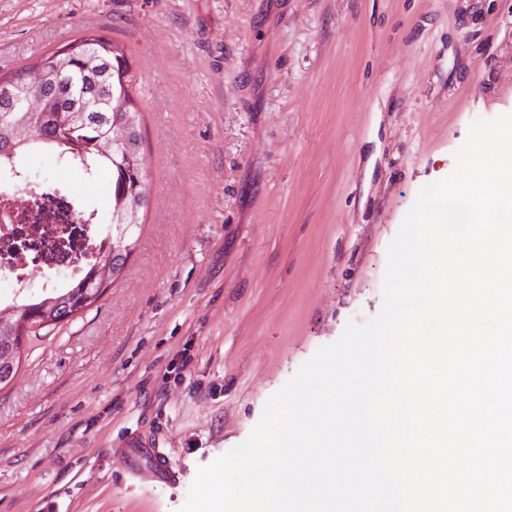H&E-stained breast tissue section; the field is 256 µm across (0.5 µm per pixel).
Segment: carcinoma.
<instances>
[{"instance_id":"1","label":"carcinoma","mask_w":512,"mask_h":512,"mask_svg":"<svg viewBox=\"0 0 512 512\" xmlns=\"http://www.w3.org/2000/svg\"><path fill=\"white\" fill-rule=\"evenodd\" d=\"M42 69L39 93L43 111L23 112L18 100L29 94L20 85L23 70L0 76V83L17 86L16 98L0 94V172L16 168L26 172L23 160L43 151L87 177L104 171L108 175L111 195L107 232L111 246L100 250L85 273L69 280L61 288H48L38 296L21 294L17 305L25 308L28 319L0 329V336H29L67 320L96 303L103 295L95 276L97 265H112L118 259L112 247L137 246L138 231L144 224L150 199L141 196L149 174L141 168L144 133L138 110L134 106V75L124 47L102 34H86L46 53L37 62ZM92 98L99 100L95 112L83 113L74 122L71 114ZM38 124L44 138L37 144L25 141L29 126ZM112 141L109 156L98 151L99 141Z\"/></svg>"}]
</instances>
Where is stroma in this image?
Listing matches in <instances>:
<instances>
[{"instance_id": "1", "label": "stroma", "mask_w": 512, "mask_h": 512, "mask_svg": "<svg viewBox=\"0 0 512 512\" xmlns=\"http://www.w3.org/2000/svg\"><path fill=\"white\" fill-rule=\"evenodd\" d=\"M101 31L152 203L112 288L0 389V512H180L348 322L471 123L512 113V0H0V74ZM99 206L106 176L33 166ZM155 448H132L137 437ZM168 468H155L156 454Z\"/></svg>"}]
</instances>
